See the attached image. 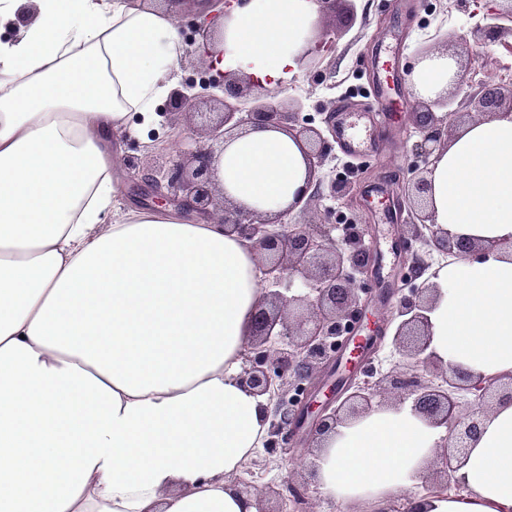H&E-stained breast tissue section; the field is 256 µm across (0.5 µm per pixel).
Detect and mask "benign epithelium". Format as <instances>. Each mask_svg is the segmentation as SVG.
Instances as JSON below:
<instances>
[{
  "label": "benign epithelium",
  "mask_w": 512,
  "mask_h": 512,
  "mask_svg": "<svg viewBox=\"0 0 512 512\" xmlns=\"http://www.w3.org/2000/svg\"><path fill=\"white\" fill-rule=\"evenodd\" d=\"M318 2L325 12L344 9L349 20L356 18L353 0ZM211 28L208 20L192 23L193 37L186 43L187 54L208 47ZM475 35L485 44L499 42L507 35L512 37V5L486 14L485 24L477 27ZM216 86L223 92V112L213 119L197 111V105L206 98L205 91ZM464 99L491 114L507 100L512 111V86L506 89L500 84H482L465 92ZM293 105L294 110L284 111L261 84L225 72L218 80L209 77L198 84L186 82L176 87L165 108L167 115L199 118L204 134L222 143L243 125L251 129L280 128L302 143L308 179L283 211L271 213L243 207L224 196L214 179L215 148L210 145L182 147L161 176L128 153L123 155L124 165L137 172V188L144 191L146 200L169 203L203 217L218 211L224 232L236 234L253 247L266 285L239 382L251 393L268 397L266 447L273 449L309 436V455L313 456L329 432L371 412L375 398L386 397L394 406L410 399L416 414L429 425L445 429L446 435L437 443L430 462L437 478L435 489L443 491L453 485L452 474L465 461L484 418L496 406L512 402V375L477 377L436 357L429 313L438 294V285L433 282L437 274L423 278L429 265L410 251L399 270L404 287L398 289L388 319L378 323L368 336L355 335L356 320L368 307V299L364 298L368 288L360 276L378 280L380 258L365 245L364 232L360 230L354 228L339 238L332 235L335 226L329 223L330 210L322 209V202L343 192L344 186L321 174L328 143L319 129L299 122L302 101L297 98ZM446 105L440 98L420 101V111L412 113V124L421 134L415 151L426 160L448 148V129L455 125L458 113L434 111ZM427 173V169H412L407 182L392 192L398 206L407 203L414 210V237H426L434 249L456 260L501 251L506 244L496 239L453 237L433 222ZM296 209L316 211L319 218L300 223L285 221ZM506 246L511 256L512 243ZM284 279L299 281L305 293L285 296L278 290ZM392 324L393 348L410 360L411 369L391 371L372 383H358L357 377L366 372V367L353 364V359L384 342ZM301 474L308 479L300 486L291 476L282 488L253 487L251 496L258 512H309L310 493H318L316 488L309 489L308 483L315 477L314 462H309Z\"/></svg>",
  "instance_id": "7a95c632"
}]
</instances>
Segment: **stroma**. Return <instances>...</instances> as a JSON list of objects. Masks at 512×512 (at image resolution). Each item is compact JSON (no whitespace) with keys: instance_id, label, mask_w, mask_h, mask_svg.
<instances>
[{"instance_id":"35a3bbf8","label":"stroma","mask_w":512,"mask_h":512,"mask_svg":"<svg viewBox=\"0 0 512 512\" xmlns=\"http://www.w3.org/2000/svg\"><path fill=\"white\" fill-rule=\"evenodd\" d=\"M355 6L357 19L350 27H341L338 18L321 16L318 28L335 30V46L317 60H305L300 72L289 79L288 94L303 99V116L323 130L338 103L362 108L370 102L373 56L383 55L395 77L401 78L396 110L379 126L381 153L351 159L334 149L324 166L348 187L332 202V210L346 217L349 224L364 229L366 242L377 245L382 254V285L393 288L397 285L394 270L398 264L392 247L394 237L410 241L413 250L426 251L425 245L412 238L411 214L398 208L391 194L411 168L424 164L412 150L417 136L408 114L417 95L412 84L403 81V71L414 63L417 51L429 48L452 57L458 73L466 74L470 85L500 84L504 81L503 70L512 69V45L486 46L473 36L484 14L494 8V0H473L466 13L457 9L454 0H356ZM186 129L185 117L160 118L150 147L138 153L144 165L158 168L168 164ZM303 454L302 446L297 444L272 454L259 449L236 481L242 485L281 484L298 469Z\"/></svg>"}]
</instances>
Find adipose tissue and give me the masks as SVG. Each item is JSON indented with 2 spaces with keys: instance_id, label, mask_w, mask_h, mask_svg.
<instances>
[{
  "instance_id": "1",
  "label": "adipose tissue",
  "mask_w": 512,
  "mask_h": 512,
  "mask_svg": "<svg viewBox=\"0 0 512 512\" xmlns=\"http://www.w3.org/2000/svg\"><path fill=\"white\" fill-rule=\"evenodd\" d=\"M0 40V512H257L232 478L266 437L267 398L240 386L262 296L249 244L207 219L127 212L114 134L144 125L174 88L181 0H28ZM318 0H241L220 18L214 70L284 92L314 37ZM457 70L435 53L420 95ZM233 201L283 209L303 187L296 142L274 129L214 161ZM434 220L512 240V117L467 125L430 175ZM432 348L486 378L512 374V259L439 272ZM440 439L411 408L384 407L330 433L315 481L327 498L384 512H512V403L482 425L455 494L417 490Z\"/></svg>"
}]
</instances>
